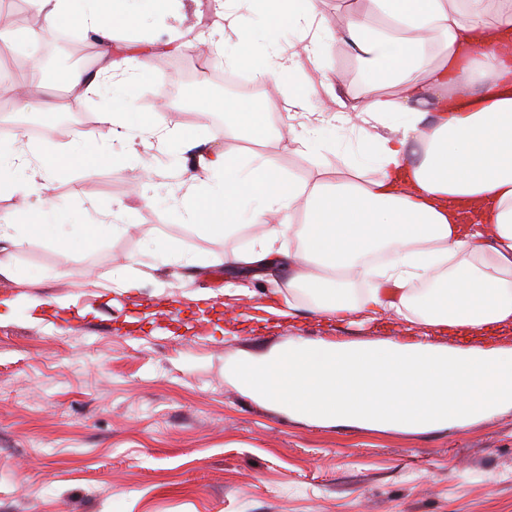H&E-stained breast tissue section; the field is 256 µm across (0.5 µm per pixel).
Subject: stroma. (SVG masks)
Segmentation results:
<instances>
[{
    "mask_svg": "<svg viewBox=\"0 0 512 512\" xmlns=\"http://www.w3.org/2000/svg\"><path fill=\"white\" fill-rule=\"evenodd\" d=\"M58 30L5 56L0 79V141L72 157L46 196L0 191V215L36 209L44 199L65 214L40 237L13 247V275L0 277V512H512V408L462 426L428 429L325 423L294 415L252 396L231 372L248 357L300 341L377 346L398 339L440 351L512 348L496 338L439 336L413 319L387 315L323 322L309 299L289 298L291 316L270 312L266 288L288 278L233 277L229 258L264 237L263 224H238L215 237L182 215L181 180L158 142L139 125L190 129L218 152L246 160L271 157L299 181L358 176L356 135L323 124L322 148L298 151L279 121L259 138L224 134L221 111L208 99L227 98L214 57L223 43L224 0H159L150 15L112 44L131 106L128 150L153 172L145 190L128 191L139 171L82 161L80 141L92 130L99 144L111 132L98 116L110 104L71 88L70 73L94 71V53L74 54ZM54 65L30 100L11 83L42 57ZM361 83V64L344 45H323L319 65L302 62L299 85L310 105L335 111L322 82L336 70ZM69 112L78 132L31 137L41 112ZM80 224H123V233L78 234ZM174 242L192 265L164 263L153 243ZM150 276L123 295L105 290L131 261ZM211 294L209 309L194 297ZM30 294L62 297L66 308L31 313Z\"/></svg>",
    "mask_w": 512,
    "mask_h": 512,
    "instance_id": "35a3bbf8",
    "label": "stroma"
}]
</instances>
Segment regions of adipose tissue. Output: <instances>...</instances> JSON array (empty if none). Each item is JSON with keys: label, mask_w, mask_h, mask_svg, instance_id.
Returning <instances> with one entry per match:
<instances>
[{"label": "adipose tissue", "mask_w": 512, "mask_h": 512, "mask_svg": "<svg viewBox=\"0 0 512 512\" xmlns=\"http://www.w3.org/2000/svg\"><path fill=\"white\" fill-rule=\"evenodd\" d=\"M45 27L77 15L104 45L137 19L143 0H29ZM334 25L318 0H225L224 20L238 37L237 66L252 36L250 18L266 17L273 48L264 79L291 72L284 28L305 54L319 59L323 42L354 49L368 81L345 89L333 112L313 111L300 88L284 94L281 122L306 152L319 149L317 125L357 123L360 167L376 179L299 182L274 159L251 164L213 155L186 131L145 123L143 136L195 152L184 207L209 233L226 225L264 224L266 237L233 255V268L280 269L289 287L311 293L325 318L356 313L416 316L438 334L484 336L512 330V0H368ZM121 65L104 55L94 74H79L85 92L125 96ZM229 115L226 133L260 137L266 117L251 102L213 101ZM305 222H294L297 212ZM296 240L284 249V238ZM371 286L354 297L349 284Z\"/></svg>", "instance_id": "ef3b65f1"}]
</instances>
